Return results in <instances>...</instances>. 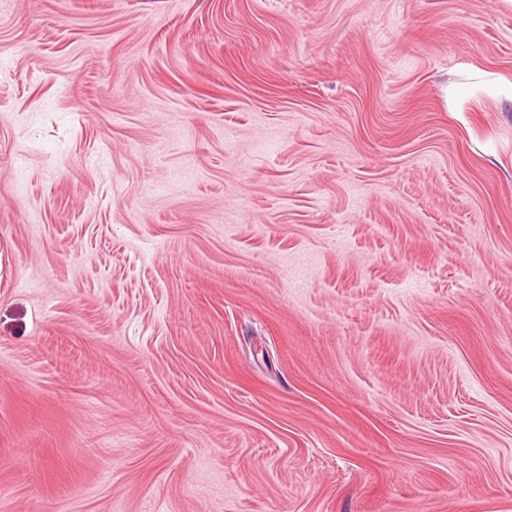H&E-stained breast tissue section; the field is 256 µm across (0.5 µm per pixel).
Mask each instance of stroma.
I'll use <instances>...</instances> for the list:
<instances>
[{
	"instance_id": "obj_1",
	"label": "stroma",
	"mask_w": 512,
	"mask_h": 512,
	"mask_svg": "<svg viewBox=\"0 0 512 512\" xmlns=\"http://www.w3.org/2000/svg\"><path fill=\"white\" fill-rule=\"evenodd\" d=\"M0 512H512V0H0Z\"/></svg>"
}]
</instances>
